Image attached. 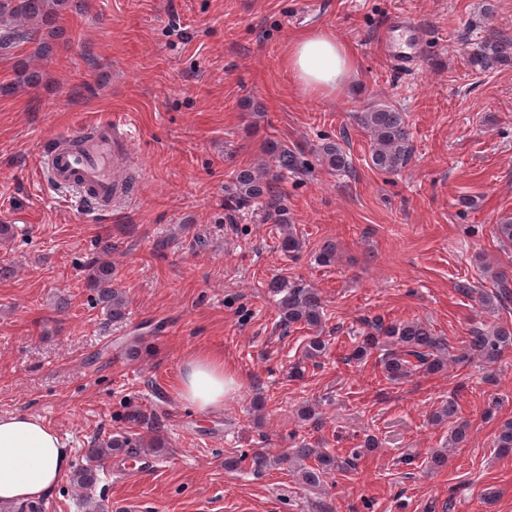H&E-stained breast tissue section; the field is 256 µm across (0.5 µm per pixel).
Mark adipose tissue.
Segmentation results:
<instances>
[{"mask_svg":"<svg viewBox=\"0 0 512 512\" xmlns=\"http://www.w3.org/2000/svg\"><path fill=\"white\" fill-rule=\"evenodd\" d=\"M287 73L305 90L336 89L349 75L353 57L348 46L329 31L294 39L283 60ZM238 379L217 351L190 357L180 376L181 398L200 412L220 410ZM71 467V451L37 415H0V506L10 507L48 498Z\"/></svg>","mask_w":512,"mask_h":512,"instance_id":"adipose-tissue-1","label":"adipose tissue"}]
</instances>
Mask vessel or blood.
Instances as JSON below:
<instances>
[{
	"instance_id": "vessel-or-blood-1",
	"label": "vessel or blood",
	"mask_w": 512,
	"mask_h": 512,
	"mask_svg": "<svg viewBox=\"0 0 512 512\" xmlns=\"http://www.w3.org/2000/svg\"><path fill=\"white\" fill-rule=\"evenodd\" d=\"M396 24L408 30L410 38L392 45L389 56L400 66L414 67L420 57L423 34L406 19H397ZM73 138L74 145L66 149L52 143L41 146L36 155L37 167L47 168L55 184L78 190L81 199L101 208L115 206L120 187L116 163L129 158L135 130L116 115L96 125L93 132L79 131Z\"/></svg>"
}]
</instances>
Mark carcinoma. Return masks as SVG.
I'll list each match as a JSON object with an SVG mask.
<instances>
[{"mask_svg": "<svg viewBox=\"0 0 512 512\" xmlns=\"http://www.w3.org/2000/svg\"><path fill=\"white\" fill-rule=\"evenodd\" d=\"M76 0H0V52L16 45L35 43L37 54L47 56L50 47L44 41L43 27L52 24L59 11ZM468 63L482 72L498 66L512 65V37L493 32L481 41L470 53ZM358 123L369 135L371 141L370 164L382 172H397L408 163L411 153V131L408 115L387 103L375 104L358 115ZM272 163L259 168L239 170L232 182L226 186L225 202L240 210L253 206L273 213L275 222L287 228L281 233V251L295 254L302 249L299 237L290 230L285 209L273 198V184L290 173L305 168L301 155L296 151L273 143L268 147ZM319 156L323 164L333 171L346 173L351 168V158L341 143L329 141L321 145ZM497 291L489 294L481 289L478 295L481 307L491 311L494 301L508 296V279L499 272L495 274ZM87 287L91 288L100 302L104 303L110 315L119 317L125 301L112 288V261L98 260L90 269ZM269 288L281 295L277 303L279 326L289 332L295 325H303L317 332L309 338L304 357L312 368L320 367L317 361L326 352L325 337L319 335L324 322L323 304L319 292L304 283L288 282L279 277L270 282ZM355 346L346 357L348 361H363L372 354H378V364L384 378L392 383L403 381L417 372L435 374L447 367L452 359L458 363L476 355L488 364L496 363L504 351L512 346V330L500 326L488 329L476 326L471 329L464 352L455 357L450 355L448 339L432 331L429 325L419 319L387 321L374 316L361 321V328L354 333ZM458 407L453 399L445 403L433 421L456 420L451 441L459 445L467 439L468 423L457 420ZM142 444L125 435H117L105 443L91 441L86 449L87 464L76 469L72 483L84 492L87 503H92L90 493L98 481L99 462L114 454L126 453ZM495 447L502 451L512 449V419L504 421L496 430ZM359 453L339 460L328 452L314 448L303 441L293 451V460L299 464L302 482L313 488L321 486L326 474L342 470L357 460Z\"/></svg>", "mask_w": 512, "mask_h": 512, "instance_id": "carcinoma-1", "label": "carcinoma"}]
</instances>
